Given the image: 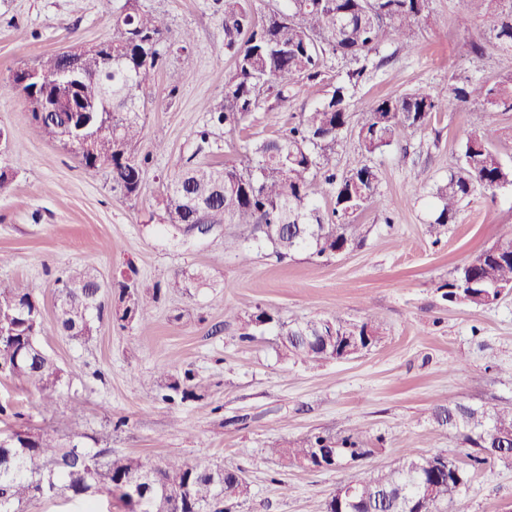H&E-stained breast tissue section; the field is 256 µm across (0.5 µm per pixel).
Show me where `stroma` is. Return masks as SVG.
<instances>
[{"mask_svg": "<svg viewBox=\"0 0 512 512\" xmlns=\"http://www.w3.org/2000/svg\"><path fill=\"white\" fill-rule=\"evenodd\" d=\"M126 0H0V129L18 176L0 190V284L34 288L43 304L40 342L64 372L62 399L41 405L34 382L0 377V430L46 431L60 441L79 434L106 448L163 464L210 456L241 472L245 498L225 512H324L336 487L364 466L392 469L407 453L459 458L469 481L453 512H512V462L472 464L456 431L436 426L432 408L447 398L481 409L512 406V295L484 306L451 304L444 286L482 250L512 234V184L477 191L441 235L429 232L436 186L458 168L472 130L485 132L500 163L512 169V112L450 108L399 146L361 156L355 124L342 131L336 168L366 164L378 193L361 212V244L331 258L298 252L280 260L254 249L252 227L227 224L206 238L162 223L156 197L189 156L237 163L245 136L285 131L346 80L350 61L328 57L322 81L269 100L248 134L215 130L197 151L193 133L208 121L203 102L224 97L233 73L224 53L220 0H137L163 15L172 36L190 32L192 66L176 48L145 103L136 158H147L138 196L114 188L109 169L88 177L79 158L45 138L20 92L5 91L12 73L47 54L112 36V16ZM408 39L387 34L366 78L350 90V111L412 89L442 93L467 82L512 78V51L493 38L497 16L486 0H429ZM252 262L241 265L239 249ZM70 267L107 285L104 319L92 336L73 341L56 321L55 287ZM156 290L139 321H121L123 289ZM238 319L224 316L225 309ZM266 311L276 322L246 338L243 317ZM340 315L372 319L379 343L355 357L322 364L288 355L279 323ZM192 372L198 395L162 401L160 373ZM362 431L373 453L338 469L308 470L271 457L270 449L320 433L340 439Z\"/></svg>", "mask_w": 512, "mask_h": 512, "instance_id": "stroma-1", "label": "stroma"}]
</instances>
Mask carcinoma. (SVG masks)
Instances as JSON below:
<instances>
[{"label": "carcinoma", "instance_id": "cac0c4a2", "mask_svg": "<svg viewBox=\"0 0 512 512\" xmlns=\"http://www.w3.org/2000/svg\"><path fill=\"white\" fill-rule=\"evenodd\" d=\"M252 0H224V53L233 61L234 72L224 83V98L214 106L203 104L213 125L229 132L246 128L252 114L265 103L268 93L287 99L295 86L321 79L328 56L350 57L360 66L347 73V81L308 112L288 132L250 139L243 146L247 164H197L188 157L173 174L158 200L165 224H252L262 233L261 242L280 259L298 251L327 258L344 246L361 242L362 225L352 223L367 208L378 189V174L363 165L341 174L333 158L336 141L349 123L348 88L364 77L371 55L392 29L400 36L427 10L428 0H282L283 7L262 18L255 16ZM495 38L512 49V10L498 13ZM163 18L141 11L136 0H126L125 9L113 19L112 65L97 55H87L76 83L66 72L59 54L40 61L38 67L59 79L57 98L75 94L82 108L101 118L82 133L92 146L79 155L84 169L94 174L112 163V182L129 196L141 191L144 161L132 155L142 135L137 91L155 77L163 63L161 45L173 46ZM479 99L497 101L499 110L512 112V80L454 89L453 99L413 91L390 96L366 106L357 121L362 154L373 155L406 140L428 126L448 104L466 107ZM69 103L59 104L35 126L49 139L73 122ZM512 181L486 145V138L471 133L461 149L458 171L437 186L438 214L430 232L438 235L448 220L476 190L493 189ZM331 198L333 206L321 212L319 202ZM283 224H307L311 237L285 234ZM452 299L464 295L475 307L488 305L500 290L512 291V234L480 252L448 282ZM100 280L91 272L70 268L56 279L57 324L63 335L82 341L92 335L95 322L104 317ZM155 293L123 290L120 319H139L156 301ZM42 318L38 294L29 289L0 285V321L10 335L0 338V375L41 382L43 400L50 404L62 397L61 369L42 351L36 336ZM324 322L281 325L280 335L288 351L305 360L336 358L317 334ZM159 386L182 394L196 393L200 382L186 372L170 380L163 373ZM432 419L441 427L456 430L476 464L487 459L483 449L497 445L495 458L512 461V408L493 412L461 408L448 398L433 408ZM373 449L348 436L336 442L314 435L271 449V454L296 464L308 463L316 470L332 465L329 457L345 459L368 456ZM215 464L206 456L192 461L170 460L150 466L138 457L109 454L106 449L87 448L77 442L61 446L48 433L14 431L0 440V512H24V505L38 498L41 486L56 487L80 499L120 493L128 512H203L217 499V484L224 485V501L248 494L240 473L225 470L216 475ZM359 502L347 512H401L424 485L432 486L434 512H449L468 482V473L453 457L410 456L396 472L366 469L359 478Z\"/></svg>", "mask_w": 512, "mask_h": 512}]
</instances>
